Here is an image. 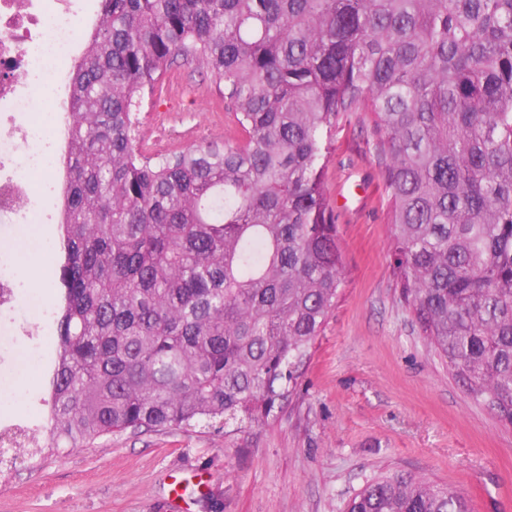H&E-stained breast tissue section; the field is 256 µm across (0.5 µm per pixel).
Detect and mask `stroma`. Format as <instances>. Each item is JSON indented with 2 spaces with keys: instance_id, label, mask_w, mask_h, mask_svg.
I'll list each match as a JSON object with an SVG mask.
<instances>
[{
  "instance_id": "obj_1",
  "label": "stroma",
  "mask_w": 512,
  "mask_h": 512,
  "mask_svg": "<svg viewBox=\"0 0 512 512\" xmlns=\"http://www.w3.org/2000/svg\"><path fill=\"white\" fill-rule=\"evenodd\" d=\"M153 156L221 142L232 114L197 63L177 61L137 112ZM380 140L352 112L336 128L325 181L344 286L298 385L268 424L225 439L209 429L129 431L0 468V512H344L367 482L421 476L462 493L469 512H512V427L470 399L420 335L392 274ZM54 222L0 223V274L24 280L0 313V375L30 347L50 356L55 325H33L47 276L21 258L55 241Z\"/></svg>"
}]
</instances>
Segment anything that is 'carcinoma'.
<instances>
[{
	"mask_svg": "<svg viewBox=\"0 0 512 512\" xmlns=\"http://www.w3.org/2000/svg\"><path fill=\"white\" fill-rule=\"evenodd\" d=\"M68 80L53 373L33 457L268 423L343 287L325 188L370 114L393 274L466 394L512 425V0H99ZM199 61L241 139L146 154L135 112ZM346 512H468L405 473Z\"/></svg>",
	"mask_w": 512,
	"mask_h": 512,
	"instance_id": "1",
	"label": "carcinoma"
}]
</instances>
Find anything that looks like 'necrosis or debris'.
<instances>
[{"label": "necrosis or debris", "instance_id": "necrosis-or-debris-1", "mask_svg": "<svg viewBox=\"0 0 512 512\" xmlns=\"http://www.w3.org/2000/svg\"><path fill=\"white\" fill-rule=\"evenodd\" d=\"M76 0H0V219L28 220L30 173L49 169L58 147L60 65L79 46ZM23 154L24 168L14 165Z\"/></svg>", "mask_w": 512, "mask_h": 512}]
</instances>
